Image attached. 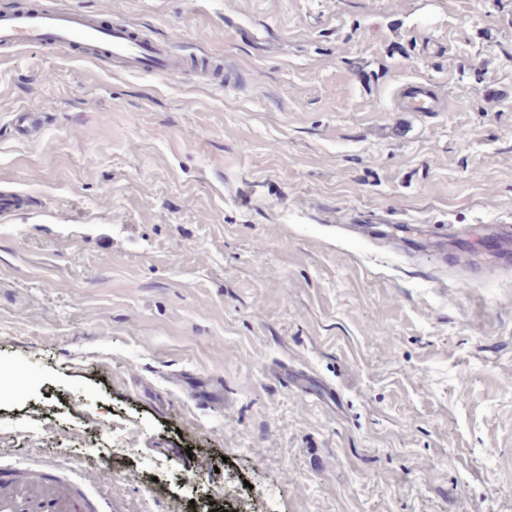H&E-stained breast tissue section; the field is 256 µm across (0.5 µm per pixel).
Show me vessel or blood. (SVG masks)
<instances>
[{
  "mask_svg": "<svg viewBox=\"0 0 512 512\" xmlns=\"http://www.w3.org/2000/svg\"><path fill=\"white\" fill-rule=\"evenodd\" d=\"M23 47H65L79 58L109 65L116 74L188 76L220 90L230 84L223 57L178 52L171 38L157 37L107 10L84 11L26 0L25 5L0 11V53ZM396 109L443 112L447 106L433 83L411 80L399 86ZM12 127L18 137L33 141L45 128V116L24 108L14 115ZM0 512H112V503L81 494L52 467L38 473L8 469L0 470Z\"/></svg>",
  "mask_w": 512,
  "mask_h": 512,
  "instance_id": "1",
  "label": "vessel or blood"
}]
</instances>
